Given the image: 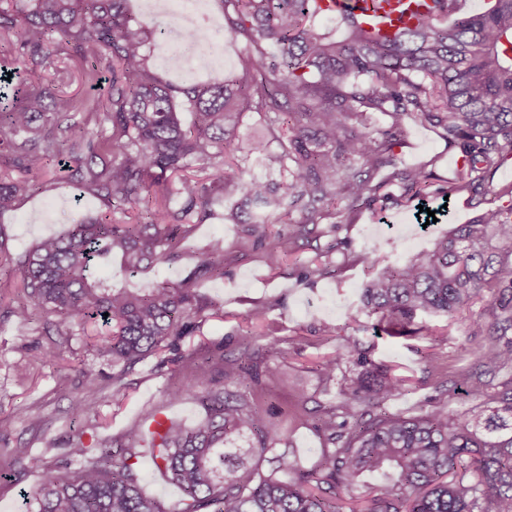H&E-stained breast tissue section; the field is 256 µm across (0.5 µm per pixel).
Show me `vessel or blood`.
<instances>
[{
  "label": "vessel or blood",
  "instance_id": "vessel-or-blood-1",
  "mask_svg": "<svg viewBox=\"0 0 512 512\" xmlns=\"http://www.w3.org/2000/svg\"><path fill=\"white\" fill-rule=\"evenodd\" d=\"M316 4L331 16L353 12L367 32L390 40L409 27L416 14L427 10L432 0H316Z\"/></svg>",
  "mask_w": 512,
  "mask_h": 512
}]
</instances>
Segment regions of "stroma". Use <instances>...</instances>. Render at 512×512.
I'll return each instance as SVG.
<instances>
[{
    "label": "stroma",
    "mask_w": 512,
    "mask_h": 512,
    "mask_svg": "<svg viewBox=\"0 0 512 512\" xmlns=\"http://www.w3.org/2000/svg\"><path fill=\"white\" fill-rule=\"evenodd\" d=\"M394 152L401 164L426 166L441 186L459 170L456 149L449 147L439 130L418 122L407 123ZM499 204L491 195L477 205L463 197L432 199L428 206L437 210V222L425 228L418 222L417 203H405L400 190L392 189L388 198L354 213L352 223L337 236L320 239V246L333 248L327 259L330 272L322 276L308 271L312 248H303L273 267L263 252L238 250L240 225L219 215L193 225L174 262L139 274L126 285L143 288L163 281L184 282L211 300L212 306L196 317L184 336L166 341L163 349L137 363L120 388L112 382L111 362L97 358L85 345L87 333L104 336L107 327L75 326L69 352L61 361L49 363L42 356V347L49 341L45 314L34 311L29 323L20 324L11 314L18 305L17 292L1 296L0 421L9 422L10 431L0 433V512H27V496L43 481L48 468L65 459L76 401L90 404L82 422L83 441L90 448L119 441L130 426H149L154 415L192 425L204 417L202 405L193 398L171 402V391L193 382L204 361L212 378L221 379L222 355L238 352L239 340L245 335L251 336L260 360L275 364L278 373L257 385L244 382L238 390L287 435L284 450L303 467L317 464L325 447L308 409L335 404L340 377L353 376L361 369H368L373 379L387 372L405 378L403 392L386 405L389 412L418 415L439 401L447 402L453 412H466L471 400L454 393L451 384L442 383L429 360L437 358L451 373L473 367L474 352L485 342L482 331L471 326L482 301H474L453 317L418 316L405 325L400 336H389L377 329L376 316L362 306L369 273L357 256L374 251L391 262L406 261L430 250L436 237L452 225L470 223L479 210ZM100 208L99 200L77 187H50L1 213L0 233L16 254L46 236L62 233L73 218ZM217 242L223 243L230 256L223 277L194 278L200 251ZM259 306L266 310L260 323L251 318L252 309ZM327 324L334 325V332H324ZM436 331L441 334L437 340L432 337ZM348 336L358 338L369 364L360 367L356 356H347L336 371V380L326 381L320 365L343 350ZM85 364L97 374L92 391L80 374ZM21 443L43 457L44 468L27 471L14 462L11 450ZM138 450L143 490L165 507L175 506L182 494L154 466L150 439H143Z\"/></svg>",
    "instance_id": "obj_1"
}]
</instances>
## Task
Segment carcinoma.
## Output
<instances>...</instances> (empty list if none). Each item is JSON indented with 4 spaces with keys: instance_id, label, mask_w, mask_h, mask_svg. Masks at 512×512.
<instances>
[{
    "instance_id": "1",
    "label": "carcinoma",
    "mask_w": 512,
    "mask_h": 512,
    "mask_svg": "<svg viewBox=\"0 0 512 512\" xmlns=\"http://www.w3.org/2000/svg\"><path fill=\"white\" fill-rule=\"evenodd\" d=\"M453 2L434 0L385 42L350 17L342 19L345 40L318 34L324 14L312 0H219L224 38L248 47L244 78L174 84L159 78L146 51L164 28H146L128 0H0V212L34 195L53 168L106 206L20 254L0 249L25 298L12 311L16 320L28 321L30 303L57 317L46 323V333L58 336L44 347L49 361L62 357L74 320L112 326L96 355L127 367L184 334L203 310L190 289L170 282L119 288L92 269L116 262V275L127 277L175 260L191 224L229 199L224 219L244 225L240 249L267 248L273 266L341 229L336 215L351 218L391 187L407 201L431 188L450 198L507 199L402 265L372 252L358 256L373 272L364 307L389 326L419 314L451 316L489 298L476 321L486 329L477 364L451 380L453 390L478 401L468 414L445 402L419 415L390 414L385 403L405 380L387 374L372 383L360 375L316 414L326 449L305 469L274 453L285 435L229 389L246 376L257 383L276 373L253 364L246 336L222 381L203 372L171 393L195 397L206 412L153 438L154 465L182 492L175 512H340L343 494L360 486L367 496L359 512H512V377L493 385L512 370V344L501 345L512 330V182L493 183L512 160V0L450 23ZM67 61L88 91L63 90ZM78 112L81 127L72 122ZM245 112L261 126L248 154L261 155L276 179L235 159ZM369 112L390 124L369 129ZM408 117L439 129L457 149L460 171L448 186L398 162L393 148ZM273 224L288 231L269 245ZM227 261L224 247L213 246L194 276L222 278ZM82 436L76 431L68 448L79 468L49 470L29 512H166L140 488V428H129L116 450L89 448ZM268 453L266 475L252 461ZM13 458L42 466L24 445Z\"/></svg>"
}]
</instances>
